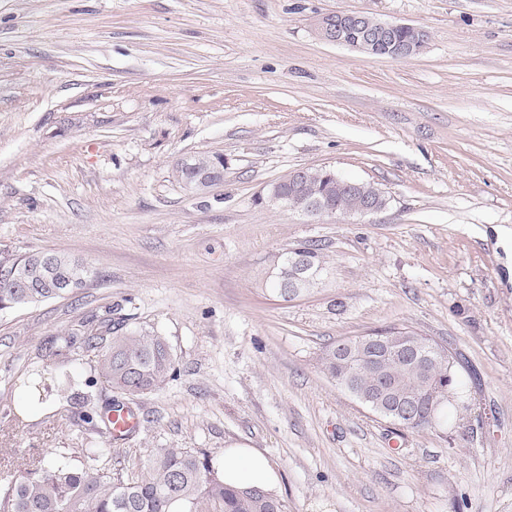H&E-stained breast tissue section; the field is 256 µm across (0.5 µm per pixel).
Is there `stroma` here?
I'll return each mask as SVG.
<instances>
[{"label":"stroma","instance_id":"35a3bbf8","mask_svg":"<svg viewBox=\"0 0 512 512\" xmlns=\"http://www.w3.org/2000/svg\"><path fill=\"white\" fill-rule=\"evenodd\" d=\"M364 12L428 31L418 55L320 41ZM224 156L196 194L174 166ZM377 184L387 207L311 219L269 201L297 169ZM324 247L317 288L266 286ZM0 249L55 250L95 276L0 312V448L14 464L88 447L53 336L88 318L165 336L177 377L134 397L106 457L243 444L286 512H512V0H0ZM408 328L461 354L478 409L409 431L327 378L337 340ZM44 407L20 418L32 373ZM323 249L322 245L316 244L315 242H305L296 244L294 247L282 253L278 257L277 264L274 268L275 271L269 277V288L284 300H288V298H292L294 294L299 293L296 292L291 294V297L289 296L291 288H302L303 283L306 282V273L308 270H306L305 260L298 264V269L300 270L294 273V276L290 279L289 288H286L293 269V262L297 256L307 258L310 274L313 276L312 279L308 281V284L305 285L304 289L306 290L315 285L326 270L324 253L322 252Z\"/></svg>","mask_w":512,"mask_h":512}]
</instances>
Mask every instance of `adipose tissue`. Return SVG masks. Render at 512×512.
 Wrapping results in <instances>:
<instances>
[{"label":"adipose tissue","instance_id":"adipose-tissue-1","mask_svg":"<svg viewBox=\"0 0 512 512\" xmlns=\"http://www.w3.org/2000/svg\"><path fill=\"white\" fill-rule=\"evenodd\" d=\"M215 465L222 472L224 482L235 487H254L277 493L280 477L271 461L256 449L236 445L217 456Z\"/></svg>","mask_w":512,"mask_h":512}]
</instances>
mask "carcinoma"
<instances>
[{"instance_id":"carcinoma-1","label":"carcinoma","mask_w":512,"mask_h":512,"mask_svg":"<svg viewBox=\"0 0 512 512\" xmlns=\"http://www.w3.org/2000/svg\"><path fill=\"white\" fill-rule=\"evenodd\" d=\"M224 165V155H197L190 164L176 165L173 176L186 190L193 191V177L215 165ZM325 192L338 208L350 212L362 197H385L372 183L362 184V192L351 193L336 187L324 169H309L306 182L292 199L291 208L298 210L303 203ZM53 258V280L82 288L90 278V269L82 262L57 252L36 251L14 254L0 251V311L29 306L63 297L52 288H14L1 278L5 271L24 277L31 268L41 264L44 256ZM298 256L309 263L312 287L324 274L323 246L314 242L299 243L282 253L270 276L269 288L289 298L287 285ZM406 336L407 342L430 348L435 341L406 328L377 330L387 338L393 334ZM100 352L91 372L80 382L68 373L64 381L73 389L72 399L80 408L79 420L86 430L106 443H112V431L105 415L119 402L110 398L104 406L94 402L93 388L103 385L111 392L134 397L158 389L177 377L175 358L167 340L155 331L145 329L128 333L112 331V320L100 321L98 327L84 336H56L46 347V357L55 367L65 364L64 353L75 346ZM450 349L442 346L425 366L401 363L393 359L375 360L370 350L346 362L336 355L332 344L322 352L320 365L324 374L343 391L372 393L376 381L384 378L404 396H416L420 401L417 417L401 426L408 430L441 429L448 420H460L472 411L473 404L465 400L463 379L458 356H448ZM447 395L439 409L437 421L429 412L431 400ZM285 505L257 489H235L224 485V477L214 465V457L196 448H156L143 469L136 472L103 459L89 448L77 462L66 458L33 459L17 477L7 482L0 495V512H284Z\"/></svg>"}]
</instances>
